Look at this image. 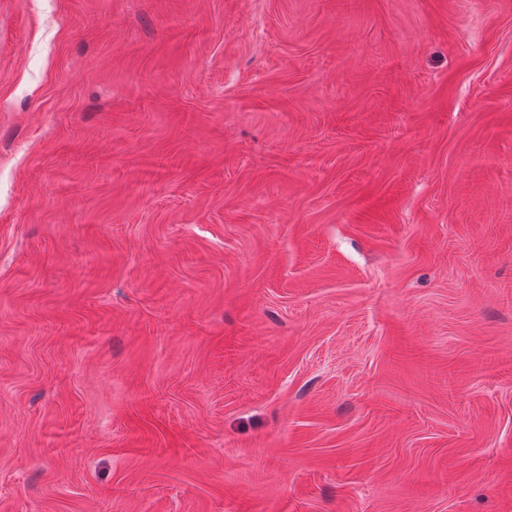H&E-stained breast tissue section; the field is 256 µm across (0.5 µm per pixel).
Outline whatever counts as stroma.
Here are the masks:
<instances>
[{
  "label": "stroma",
  "mask_w": 512,
  "mask_h": 512,
  "mask_svg": "<svg viewBox=\"0 0 512 512\" xmlns=\"http://www.w3.org/2000/svg\"><path fill=\"white\" fill-rule=\"evenodd\" d=\"M0 512H512V0H0Z\"/></svg>",
  "instance_id": "stroma-1"
}]
</instances>
